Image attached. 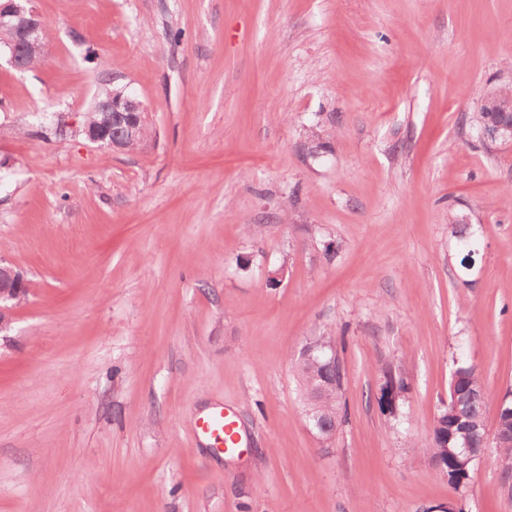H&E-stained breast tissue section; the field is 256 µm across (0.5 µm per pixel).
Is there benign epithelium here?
<instances>
[{"label":"benign epithelium","mask_w":512,"mask_h":512,"mask_svg":"<svg viewBox=\"0 0 512 512\" xmlns=\"http://www.w3.org/2000/svg\"><path fill=\"white\" fill-rule=\"evenodd\" d=\"M0 31L8 38L0 43L8 64L15 70H28L26 60L44 54L43 23L32 0H0ZM100 120L82 127L85 138L93 144L122 149V144L137 138L141 125L148 120L142 101L117 91L98 103ZM26 293L20 272L0 258V332L5 328V303L18 301Z\"/></svg>","instance_id":"7a95c632"}]
</instances>
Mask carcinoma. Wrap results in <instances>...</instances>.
<instances>
[{
    "label": "carcinoma",
    "instance_id": "1",
    "mask_svg": "<svg viewBox=\"0 0 512 512\" xmlns=\"http://www.w3.org/2000/svg\"><path fill=\"white\" fill-rule=\"evenodd\" d=\"M335 349V338L320 336L312 356L299 363V374L304 391L321 383L324 377L325 354ZM335 379L333 387L321 396V407L324 422L337 428L347 418L346 404L343 401L344 367H336L332 373ZM481 384L474 368L458 367L449 386L448 403L437 416L430 439L425 443L413 442L411 447L419 448L426 454L433 466L448 477V482L455 486H465L472 480L473 469L464 472L457 468L453 458L456 446L462 441L464 433L469 431L472 422L485 420L486 412L492 403V396L484 392L479 398L471 395L470 387ZM406 390L403 378L392 371L384 372V382L380 387L379 402L381 405L393 406ZM512 399L508 400L502 410L496 412V430L492 441H474V445L483 448H494L506 459L512 460Z\"/></svg>",
    "mask_w": 512,
    "mask_h": 512
}]
</instances>
